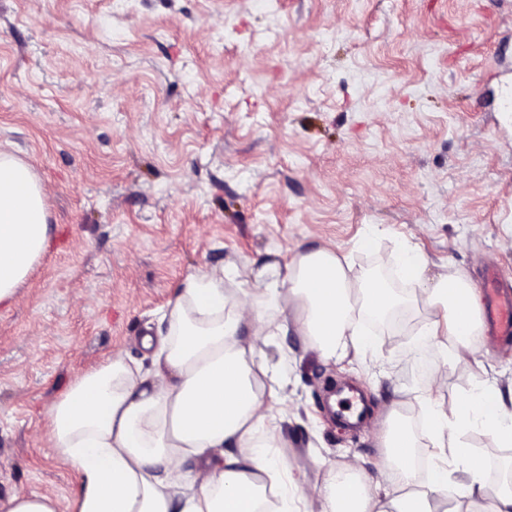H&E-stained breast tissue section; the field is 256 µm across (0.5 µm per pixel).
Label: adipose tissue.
<instances>
[{
  "instance_id": "1",
  "label": "adipose tissue",
  "mask_w": 512,
  "mask_h": 512,
  "mask_svg": "<svg viewBox=\"0 0 512 512\" xmlns=\"http://www.w3.org/2000/svg\"><path fill=\"white\" fill-rule=\"evenodd\" d=\"M44 188L32 168L0 152V305L49 246ZM396 264L414 283L413 303L430 309L423 341L445 366L468 364L478 342L479 293L459 276H429L418 251L403 248ZM227 266L189 273L179 297L161 313L168 333L144 336L150 366L113 354L79 375L47 411L44 439L78 478L71 512H293L290 493L317 460L285 462L269 453V403L280 396L273 371L256 359L260 339L296 327L328 362L349 351L368 354L356 308L376 315L397 306L391 289L324 246L289 263L238 271L242 287L224 292ZM432 447L448 450L419 489L418 443L407 418L392 412L384 435L386 485L370 484L360 461L332 470L313 495L318 512H433L432 499L468 503V512H512V483L489 491L485 460L465 441L472 431L512 447V407L497 384L484 383L448 405L418 401Z\"/></svg>"
}]
</instances>
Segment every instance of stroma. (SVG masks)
<instances>
[{
  "label": "stroma",
  "instance_id": "obj_1",
  "mask_svg": "<svg viewBox=\"0 0 512 512\" xmlns=\"http://www.w3.org/2000/svg\"><path fill=\"white\" fill-rule=\"evenodd\" d=\"M512 0H0V149L44 184L50 244L0 307V500L69 505L78 480L41 431L50 404L109 353L150 363L146 335L207 265L287 263L326 244L371 275L405 242L431 274L512 281ZM374 233L371 249L360 241ZM369 359L325 362L296 334L282 454L314 453L306 487L352 456L376 476L385 420L489 378L419 343L428 309H397ZM351 384L365 416L326 404Z\"/></svg>",
  "mask_w": 512,
  "mask_h": 512
}]
</instances>
